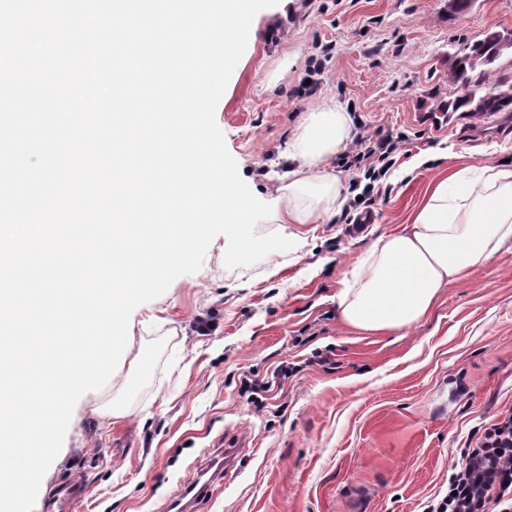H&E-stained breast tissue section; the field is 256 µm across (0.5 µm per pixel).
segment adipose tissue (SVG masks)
<instances>
[{
  "label": "adipose tissue",
  "mask_w": 512,
  "mask_h": 512,
  "mask_svg": "<svg viewBox=\"0 0 512 512\" xmlns=\"http://www.w3.org/2000/svg\"><path fill=\"white\" fill-rule=\"evenodd\" d=\"M352 118L334 106L309 112L292 162L269 205L284 224H320L345 202L329 159L352 138ZM512 242V169L467 166L438 179L411 224L380 238L338 297L342 321L363 333L413 326L441 290Z\"/></svg>",
  "instance_id": "obj_1"
}]
</instances>
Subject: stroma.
I'll use <instances>...</instances> for the list:
<instances>
[{
	"label": "stroma",
	"instance_id": "obj_1",
	"mask_svg": "<svg viewBox=\"0 0 512 512\" xmlns=\"http://www.w3.org/2000/svg\"><path fill=\"white\" fill-rule=\"evenodd\" d=\"M512 30V0H280L252 22L215 119L241 178L265 199L306 114L351 108L355 130L408 139L373 198L372 221L279 223L298 250L227 268L225 236L201 269L136 307L134 346L114 379L82 396L33 512L77 482L74 512H168L215 449L238 445L200 512H426L486 424L512 411V243L444 288L417 324L385 335L345 325L336 296L356 261L407 224L431 180L512 160V123L428 116L456 93L450 56ZM312 96H300L307 79ZM427 164H420L421 156ZM272 381L267 406L245 379ZM119 407V418L106 409Z\"/></svg>",
	"mask_w": 512,
	"mask_h": 512
}]
</instances>
